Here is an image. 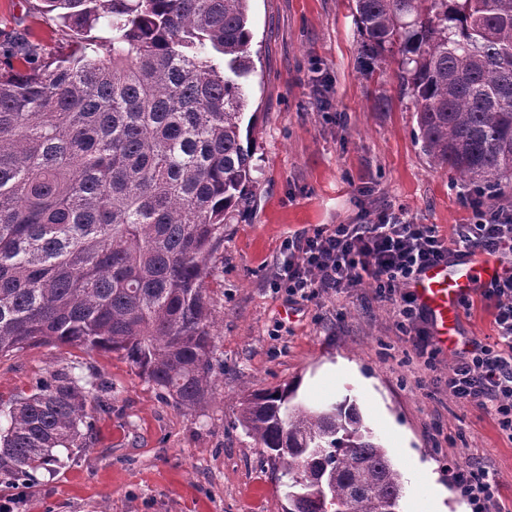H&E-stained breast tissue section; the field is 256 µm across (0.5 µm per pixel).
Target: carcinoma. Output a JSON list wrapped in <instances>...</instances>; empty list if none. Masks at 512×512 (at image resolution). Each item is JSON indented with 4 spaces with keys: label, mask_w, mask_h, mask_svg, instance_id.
Here are the masks:
<instances>
[{
    "label": "carcinoma",
    "mask_w": 512,
    "mask_h": 512,
    "mask_svg": "<svg viewBox=\"0 0 512 512\" xmlns=\"http://www.w3.org/2000/svg\"><path fill=\"white\" fill-rule=\"evenodd\" d=\"M71 56L0 68V357L123 355L181 412L213 392L208 284L254 169L250 0H40ZM363 66L396 59L429 164L512 207V0H355ZM105 53H100V48ZM19 34L0 55L29 62ZM60 369L3 414L0 473L87 448L95 392ZM249 394L240 423L288 477V512H401L404 480L355 401Z\"/></svg>",
    "instance_id": "obj_1"
}]
</instances>
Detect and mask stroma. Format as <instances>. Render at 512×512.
<instances>
[{
  "label": "stroma",
  "mask_w": 512,
  "mask_h": 512,
  "mask_svg": "<svg viewBox=\"0 0 512 512\" xmlns=\"http://www.w3.org/2000/svg\"><path fill=\"white\" fill-rule=\"evenodd\" d=\"M250 14L257 169L249 204L224 221L210 284L223 364L213 394L180 412L117 353L33 346L0 358L4 401L63 368L112 388L90 447L58 450L52 470L25 482L0 474V512H285L287 480L238 418L244 395L295 380L311 405L356 400L403 473V512L431 483L443 490V512H471L451 470L472 459L499 482L497 512H512V441L449 397V354L421 368L372 283L308 302L270 286L281 245L297 232L388 208L451 234L471 218L463 183L421 153L396 62L365 71L351 0H251ZM18 33L47 58L73 49L38 0H0V41Z\"/></svg>",
  "instance_id": "obj_1"
}]
</instances>
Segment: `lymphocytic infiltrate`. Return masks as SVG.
<instances>
[{
    "mask_svg": "<svg viewBox=\"0 0 512 512\" xmlns=\"http://www.w3.org/2000/svg\"><path fill=\"white\" fill-rule=\"evenodd\" d=\"M472 220L441 235L435 225L416 224L379 212L365 224H331L291 236L282 245L273 285L288 297L313 300L325 293H346L374 283L379 296L392 303L396 325L407 336L425 368L439 355L428 318L408 291V284L428 266L470 251L512 255V209L469 199ZM493 309V342L457 352L448 365L449 395L492 417L512 440V275L481 289ZM452 478L473 506L489 512L497 504V479L478 465L456 467Z\"/></svg>",
    "mask_w": 512,
    "mask_h": 512,
    "instance_id": "1",
    "label": "lymphocytic infiltrate"
}]
</instances>
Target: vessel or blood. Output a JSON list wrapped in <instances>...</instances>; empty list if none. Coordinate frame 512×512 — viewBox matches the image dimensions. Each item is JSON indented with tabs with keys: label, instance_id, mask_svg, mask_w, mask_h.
Segmentation results:
<instances>
[{
	"label": "vessel or blood",
	"instance_id": "1",
	"mask_svg": "<svg viewBox=\"0 0 512 512\" xmlns=\"http://www.w3.org/2000/svg\"><path fill=\"white\" fill-rule=\"evenodd\" d=\"M511 267L499 256L474 251L427 267L412 281V292L429 318L440 350L455 348L459 343L462 301L478 294Z\"/></svg>",
	"mask_w": 512,
	"mask_h": 512
}]
</instances>
